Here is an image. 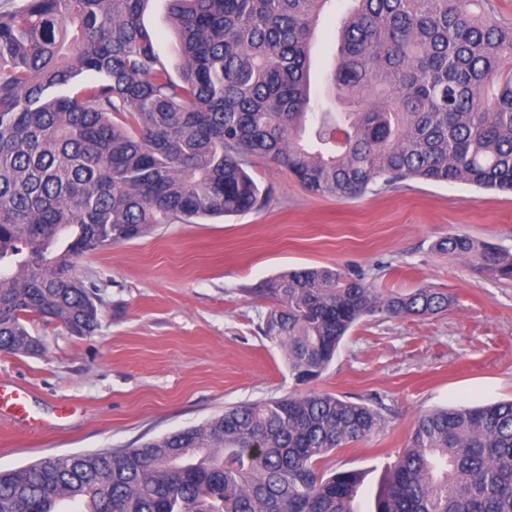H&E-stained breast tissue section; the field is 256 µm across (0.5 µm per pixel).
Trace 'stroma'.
<instances>
[{
  "instance_id": "stroma-1",
  "label": "stroma",
  "mask_w": 512,
  "mask_h": 512,
  "mask_svg": "<svg viewBox=\"0 0 512 512\" xmlns=\"http://www.w3.org/2000/svg\"><path fill=\"white\" fill-rule=\"evenodd\" d=\"M346 7L334 0L316 27L311 83L320 98ZM143 23L170 58L176 32L167 0H151ZM250 173L269 191L265 207L161 224L77 261L75 274L97 286L94 335L35 319L28 327L44 345L41 355L0 352V384L24 389L31 415L0 414V470L132 448L224 408L295 393L282 350L258 330L270 304L256 290L301 267L360 272L399 293L429 285L454 299L435 316L361 320L315 385L365 401L385 419L379 432L321 463L328 476L363 475L359 512H372L420 413L512 400V281L434 248L456 233L512 250V193L414 179L339 200L309 193L260 157Z\"/></svg>"
}]
</instances>
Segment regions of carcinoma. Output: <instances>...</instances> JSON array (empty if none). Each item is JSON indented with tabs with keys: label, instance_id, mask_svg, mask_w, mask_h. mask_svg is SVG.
<instances>
[{
	"label": "carcinoma",
	"instance_id": "1",
	"mask_svg": "<svg viewBox=\"0 0 512 512\" xmlns=\"http://www.w3.org/2000/svg\"><path fill=\"white\" fill-rule=\"evenodd\" d=\"M149 2L0 12L1 352H41L30 316L95 333L94 285L73 273L86 254L266 205L253 157L336 199L412 179L512 192V26L490 0H351L327 76L346 112L311 99L310 45L332 0H169L170 62L143 25ZM434 247L512 280L506 249L462 234ZM256 293L273 301L262 334L305 387L361 319L453 304L329 267ZM383 423L366 403L314 390L241 403L136 448L0 471V512H64L72 500L80 512H356L362 475L327 477L320 462ZM374 512H512V401L420 414Z\"/></svg>",
	"mask_w": 512,
	"mask_h": 512
}]
</instances>
